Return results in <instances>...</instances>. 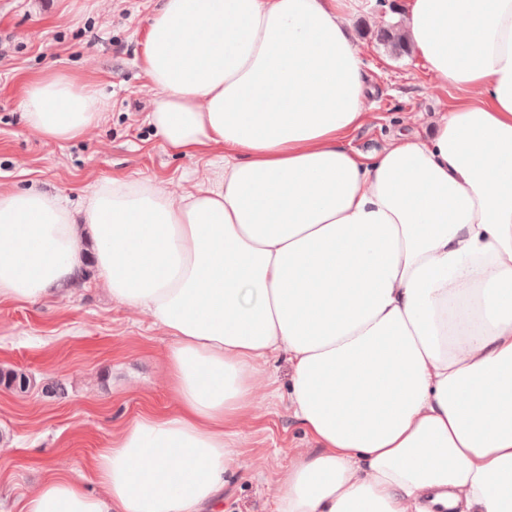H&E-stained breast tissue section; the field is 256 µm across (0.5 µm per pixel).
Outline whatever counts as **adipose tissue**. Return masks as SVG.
Here are the masks:
<instances>
[{"mask_svg": "<svg viewBox=\"0 0 512 512\" xmlns=\"http://www.w3.org/2000/svg\"><path fill=\"white\" fill-rule=\"evenodd\" d=\"M372 0H159L141 68L173 151L224 155L173 199L97 182L79 212L0 186V299L60 297L86 252L113 299L171 338L177 405L130 422L24 512H210L235 461L225 426L287 356L314 444L274 512H512V0H404L403 36L442 83L480 92L353 146L369 88L353 42ZM28 126L68 141L95 90L48 75Z\"/></svg>", "mask_w": 512, "mask_h": 512, "instance_id": "ef3b65f1", "label": "adipose tissue"}]
</instances>
